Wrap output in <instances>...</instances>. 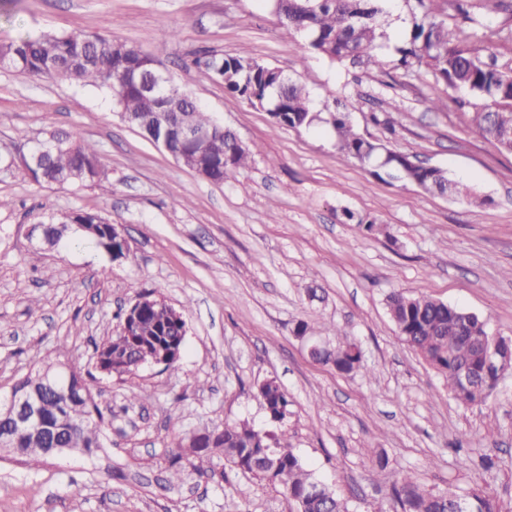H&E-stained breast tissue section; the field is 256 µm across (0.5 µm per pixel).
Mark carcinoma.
Wrapping results in <instances>:
<instances>
[{
	"instance_id": "carcinoma-1",
	"label": "carcinoma",
	"mask_w": 512,
	"mask_h": 512,
	"mask_svg": "<svg viewBox=\"0 0 512 512\" xmlns=\"http://www.w3.org/2000/svg\"><path fill=\"white\" fill-rule=\"evenodd\" d=\"M288 34H298V26L306 28L308 47L315 53L340 63L368 70L379 69L383 62L376 52L383 37L386 0H267ZM415 10L409 38L399 48L401 62L425 69L448 87L460 85L475 97L486 101L482 109L470 116L471 125L486 139L507 152L503 133L512 131V73L499 67L495 54L453 42V32L445 19L447 0H414ZM456 17L463 22H477V0H453ZM9 68L37 79L65 80L83 86L105 89L122 112H155L162 108L166 94L148 92L140 87L138 75L156 61L152 55L127 42L100 34L64 35L46 33L21 36L0 43V60ZM212 80L252 105L273 113L277 128H328L334 135L336 148L345 156L371 169L374 175L407 182L425 193L472 197L463 184L448 178L439 168L414 167L409 156L390 150L385 144L361 136L351 121L350 113L328 103L316 111L310 94L301 81L290 80L271 65L260 63L241 49L235 54L205 53L194 60ZM171 92L185 101L180 111L188 113L198 127L214 129L210 160L206 172L215 182L236 179L248 166L250 151L234 144L231 132L216 123L191 95L177 85ZM57 146L43 163L29 168L32 179L58 184L70 174L71 185H102L107 175L91 143L69 135L56 136ZM75 224H105L108 219L97 213L74 211ZM69 233L66 224L44 225V236L51 247L62 243ZM390 318L403 341L448 380V394L466 405L486 402L495 392L497 373L486 368V356L492 354L487 343L486 323L479 316L427 296L394 292L388 296ZM184 313L161 301L145 303L137 321L129 325V334L119 330L94 344L89 363L71 362L60 373L45 369L48 375L69 382L78 394L68 407L67 432L52 441L39 431L20 437L10 455L21 459L31 469L44 463L43 449L57 444L66 448H101L99 439L106 417L95 399L88 380L93 369L102 362L106 375H133L152 359L157 346L165 345L182 351L185 335ZM341 341L336 350L318 359L330 363L340 373H351L361 367L362 350L348 340L344 328L336 329ZM466 368L478 376L470 386L458 380V371ZM42 372L28 374L13 386L14 393L41 387ZM262 394L278 422L288 415V395L276 382L262 387ZM42 415L53 423L65 403L63 396L47 390L41 394ZM224 447L209 448L195 441L173 442L170 454L171 486L183 482L185 468L198 477H211V459L216 453L234 468L284 489L288 499L300 512H348L346 503L319 482L295 454L284 432H261L242 421L226 426ZM402 512H453L454 500L468 499V512H500L490 495L472 489L433 493L424 490L411 473L404 474L391 488Z\"/></svg>"
}]
</instances>
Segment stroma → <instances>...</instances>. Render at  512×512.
<instances>
[{
    "mask_svg": "<svg viewBox=\"0 0 512 512\" xmlns=\"http://www.w3.org/2000/svg\"><path fill=\"white\" fill-rule=\"evenodd\" d=\"M412 9L392 0L384 66L363 71L311 52L266 0H0V41L97 33L134 44L251 152L236 180L215 184L125 125L104 89L0 69V399L49 363L88 358L140 294L183 311L187 328L174 367L91 381L112 412L106 453L63 454L38 470L0 456V512H291L282 488L220 455L213 479L163 489L175 438L242 420L283 427L351 512H401L390 485L403 472L431 492L485 491L512 512V372L486 404L462 405L387 312L392 292L425 295L512 337V154L470 128L483 100L400 64ZM243 48L301 79L315 106L352 105L365 138L443 169L474 200L374 177L328 132L274 127L191 63L199 51ZM54 132L94 144L106 188L33 181L23 160ZM76 210L118 224L126 258L78 231L54 249L28 237L30 225ZM360 217L375 231H361ZM302 321L311 339L296 335ZM339 327L360 344L363 369L343 374L310 357L309 340L335 347ZM268 380L288 394L279 426L259 394Z\"/></svg>",
    "mask_w": 512,
    "mask_h": 512,
    "instance_id": "35a3bbf8",
    "label": "stroma"
}]
</instances>
